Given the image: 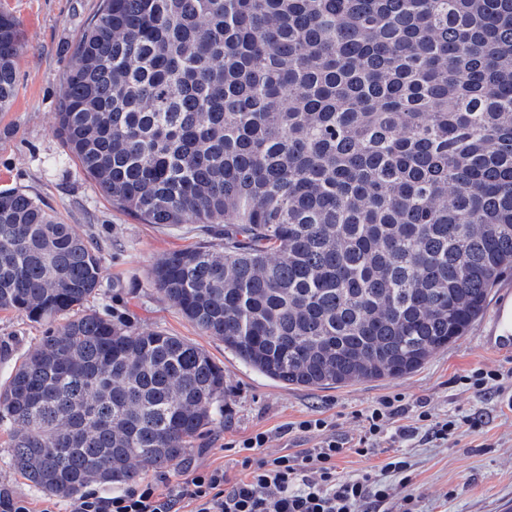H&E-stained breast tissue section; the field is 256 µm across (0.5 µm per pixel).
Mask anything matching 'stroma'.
<instances>
[{"mask_svg": "<svg viewBox=\"0 0 512 512\" xmlns=\"http://www.w3.org/2000/svg\"><path fill=\"white\" fill-rule=\"evenodd\" d=\"M99 0H0V13L16 23L17 85L12 105L0 112V189L34 195L60 221L97 246L103 282L90 308L111 309L137 330L160 329L202 347L224 369V424L197 439L170 468L171 479L195 465H221L229 476L241 469L235 441L318 414L337 433L354 434L359 414L395 395L407 404L429 400L438 416L471 415L480 426L442 445L425 440L379 448L368 456L346 453L337 460L341 477L381 475L389 458L406 457L409 488L418 512H501L512 501V410L497 391L477 394L461 384L472 370H512V354L484 348L480 337L490 313L448 349L433 354L414 373L333 388L286 386L252 370L225 350L221 339L201 332L150 285L153 264L164 254L200 241L192 225L145 224L113 208L54 133L62 77L83 27ZM44 333L24 313L0 311V388L20 356ZM8 436L0 431V489L28 498L35 512H66L68 501L33 487L9 463Z\"/></svg>", "mask_w": 512, "mask_h": 512, "instance_id": "stroma-1", "label": "stroma"}]
</instances>
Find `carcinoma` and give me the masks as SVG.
Here are the masks:
<instances>
[{
    "label": "carcinoma",
    "mask_w": 512,
    "mask_h": 512,
    "mask_svg": "<svg viewBox=\"0 0 512 512\" xmlns=\"http://www.w3.org/2000/svg\"><path fill=\"white\" fill-rule=\"evenodd\" d=\"M18 34L0 15V111ZM55 135L119 210L201 224L150 284L286 386L403 378L512 269V0H100ZM99 250L0 191V310L46 325L0 391L10 461L72 499L181 461L224 369L83 306Z\"/></svg>",
    "instance_id": "carcinoma-1"
}]
</instances>
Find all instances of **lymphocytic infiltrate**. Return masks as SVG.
<instances>
[{"mask_svg":"<svg viewBox=\"0 0 512 512\" xmlns=\"http://www.w3.org/2000/svg\"><path fill=\"white\" fill-rule=\"evenodd\" d=\"M412 424H402L405 415ZM357 435H337L332 422L314 416L281 428V435H318L315 447L272 459L259 451L270 442L267 431H256L241 439L237 448L244 475L230 479L223 467H192L182 479L166 477L134 485L104 497L89 490L70 503V512H356L358 505L380 508L392 496V488L372 474L357 479L340 478L337 458L347 450L359 455L372 453L382 442H404L417 435L447 443L462 427H477L473 416L435 417L428 402L407 407L402 396H394L368 407L361 414Z\"/></svg>","mask_w":512,"mask_h":512,"instance_id":"lymphocytic-infiltrate-1","label":"lymphocytic infiltrate"}]
</instances>
